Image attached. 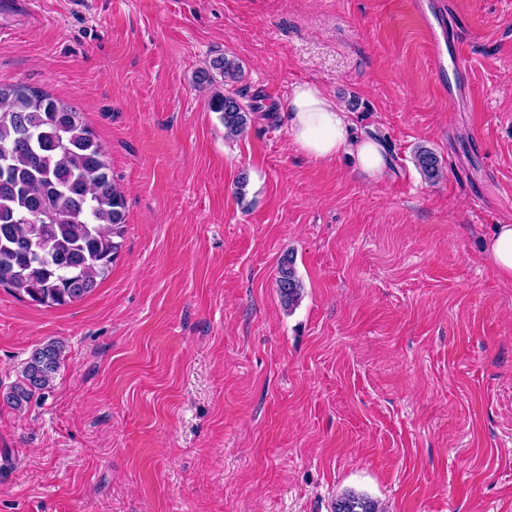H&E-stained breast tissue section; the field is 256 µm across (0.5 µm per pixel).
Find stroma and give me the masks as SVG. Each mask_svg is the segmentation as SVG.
Wrapping results in <instances>:
<instances>
[{
  "instance_id": "obj_1",
  "label": "stroma",
  "mask_w": 512,
  "mask_h": 512,
  "mask_svg": "<svg viewBox=\"0 0 512 512\" xmlns=\"http://www.w3.org/2000/svg\"><path fill=\"white\" fill-rule=\"evenodd\" d=\"M444 2L465 62L442 87L405 0H0V84L83 112L126 200L84 299L0 287V395L64 347L47 389L0 399V512H331L348 490L512 512V284L478 249L512 219V0ZM224 55L258 107L234 138L223 77L198 80ZM303 81L383 145L382 178L292 146ZM415 162L424 177L430 181H438L443 174L441 162L437 154L428 147L420 146L415 153ZM275 282L285 307L292 308L298 304L302 297L303 284L297 275L292 257L284 255L279 259ZM62 355V346L51 342L32 350L22 371V380L3 395V400L16 408L36 393L47 388L57 372Z\"/></svg>"
}]
</instances>
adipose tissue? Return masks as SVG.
Instances as JSON below:
<instances>
[{
	"mask_svg": "<svg viewBox=\"0 0 512 512\" xmlns=\"http://www.w3.org/2000/svg\"><path fill=\"white\" fill-rule=\"evenodd\" d=\"M287 121L293 146L312 160L344 157L356 171L372 179L380 177L389 163L382 144L356 135L347 112L318 84L294 85ZM481 252L496 273L512 283V224L494 225Z\"/></svg>",
	"mask_w": 512,
	"mask_h": 512,
	"instance_id": "1",
	"label": "adipose tissue"
}]
</instances>
